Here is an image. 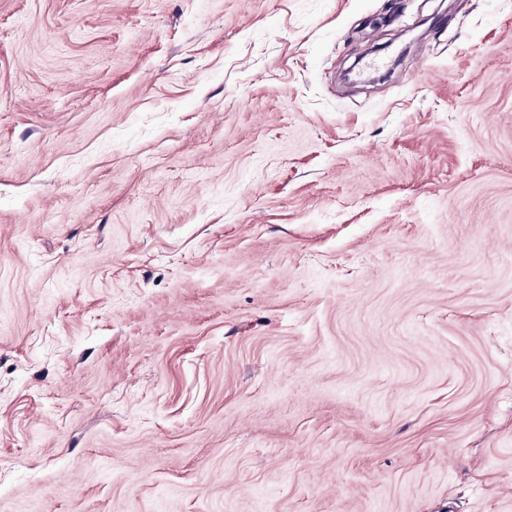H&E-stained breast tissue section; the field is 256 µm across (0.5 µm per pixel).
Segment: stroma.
Wrapping results in <instances>:
<instances>
[{
  "mask_svg": "<svg viewBox=\"0 0 512 512\" xmlns=\"http://www.w3.org/2000/svg\"><path fill=\"white\" fill-rule=\"evenodd\" d=\"M0 512H512V0H0Z\"/></svg>",
  "mask_w": 512,
  "mask_h": 512,
  "instance_id": "obj_1",
  "label": "stroma"
}]
</instances>
